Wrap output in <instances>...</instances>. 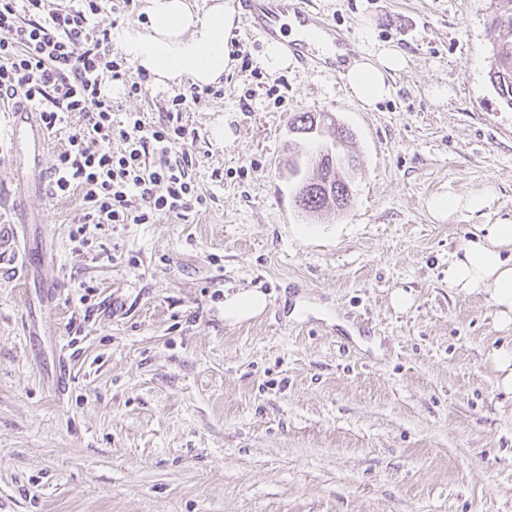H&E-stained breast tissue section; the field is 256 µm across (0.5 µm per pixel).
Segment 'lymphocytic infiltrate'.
Listing matches in <instances>:
<instances>
[{"instance_id":"1","label":"lymphocytic infiltrate","mask_w":512,"mask_h":512,"mask_svg":"<svg viewBox=\"0 0 512 512\" xmlns=\"http://www.w3.org/2000/svg\"><path fill=\"white\" fill-rule=\"evenodd\" d=\"M129 4L0 0V104L25 101L47 134L69 129L49 188L55 196L80 193V224H147L156 212L180 216L206 202L190 174L198 133L184 118L197 87L167 99L156 121L138 112L112 120L120 98L148 92L147 75L111 51L112 29L99 21L107 9L120 20Z\"/></svg>"}]
</instances>
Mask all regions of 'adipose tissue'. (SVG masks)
Returning a JSON list of instances; mask_svg holds the SVG:
<instances>
[{"label": "adipose tissue", "instance_id": "1", "mask_svg": "<svg viewBox=\"0 0 512 512\" xmlns=\"http://www.w3.org/2000/svg\"><path fill=\"white\" fill-rule=\"evenodd\" d=\"M145 25L118 31L115 41L133 64L157 85L174 87L191 82L198 87L219 85L232 66L226 42L240 17L228 0H143ZM405 56L391 47L358 55L347 64L343 77L362 105L371 108L391 92L390 74L402 70ZM492 189L460 196L435 195L433 216L453 219L490 207ZM448 284L462 291L489 292L503 324L512 323V220L481 225L479 233L455 252L448 262Z\"/></svg>", "mask_w": 512, "mask_h": 512}]
</instances>
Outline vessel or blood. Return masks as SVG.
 Returning a JSON list of instances; mask_svg holds the SVG:
<instances>
[{"mask_svg": "<svg viewBox=\"0 0 512 512\" xmlns=\"http://www.w3.org/2000/svg\"><path fill=\"white\" fill-rule=\"evenodd\" d=\"M242 10L251 19L256 33L266 39L284 34L287 19H294L296 35L288 48L298 62L315 64L336 73L343 71L349 61L352 44L332 23L311 11L305 0H238ZM8 135L17 148L26 152L33 166H40L44 148V134L25 108L0 114V135Z\"/></svg>", "mask_w": 512, "mask_h": 512, "instance_id": "b4317fda", "label": "vessel or blood"}]
</instances>
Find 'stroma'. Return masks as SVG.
<instances>
[{
    "instance_id": "obj_1",
    "label": "stroma",
    "mask_w": 512,
    "mask_h": 512,
    "mask_svg": "<svg viewBox=\"0 0 512 512\" xmlns=\"http://www.w3.org/2000/svg\"><path fill=\"white\" fill-rule=\"evenodd\" d=\"M354 48L400 50L367 109L291 62L202 95L185 217L87 228L80 194L0 155V512H512V351L488 293L448 285L478 225L512 219V108L489 82L494 0H310ZM353 135V199L302 213L294 115ZM225 120L233 137L216 144ZM493 186L435 220L434 195ZM267 305L230 323L224 301ZM413 297L407 309L392 296ZM267 304L266 296L257 291L236 293L224 301V319L242 321L263 312Z\"/></svg>"
}]
</instances>
